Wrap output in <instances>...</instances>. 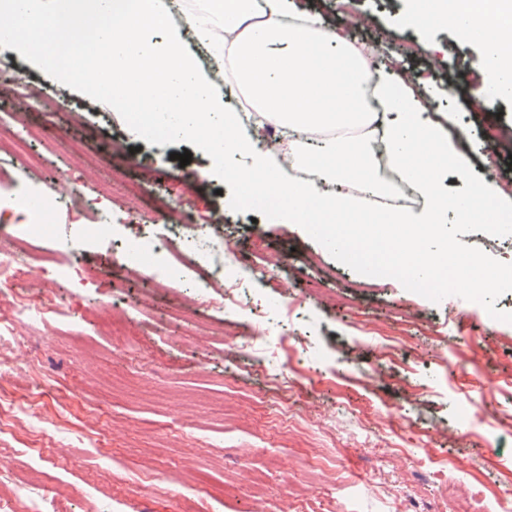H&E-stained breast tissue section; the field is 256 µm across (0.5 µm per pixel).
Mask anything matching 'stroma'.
Here are the masks:
<instances>
[{
    "label": "stroma",
    "mask_w": 512,
    "mask_h": 512,
    "mask_svg": "<svg viewBox=\"0 0 512 512\" xmlns=\"http://www.w3.org/2000/svg\"><path fill=\"white\" fill-rule=\"evenodd\" d=\"M350 40L371 48L369 64L405 67L419 105L454 143L465 169L440 174L453 197L472 181L512 210V97L475 96L483 48L457 29H426L414 0H311ZM179 37L217 104L240 97L232 78L189 30L170 17L155 43ZM0 138L27 140L38 165L0 148V248L32 222L28 198H50L49 220L17 261L36 282L0 277V333L13 355L40 365L0 376V490L24 500L68 496L72 512H474L512 494V287L482 292L462 275L438 288L402 276H368L302 224L227 208L223 169L191 139L132 135L125 113L79 85L49 103L27 88H58L57 73L15 42L0 43ZM194 162L177 169L173 154ZM121 195L106 194L112 181ZM88 212L71 211L70 195ZM199 233L224 227L246 262L248 310L191 308L195 266L171 274L153 251L139 276L121 253L149 236L181 247L171 213ZM459 239L482 265L512 273V243L480 219L449 212L430 248ZM277 254L272 270L264 258ZM94 269L92 279L77 270ZM280 278L286 303L266 356L241 347ZM53 302L40 319L15 320L12 301ZM299 416L272 430L281 400ZM330 457L335 472L317 461ZM454 491L445 494L444 481Z\"/></svg>",
    "instance_id": "35a3bbf8"
}]
</instances>
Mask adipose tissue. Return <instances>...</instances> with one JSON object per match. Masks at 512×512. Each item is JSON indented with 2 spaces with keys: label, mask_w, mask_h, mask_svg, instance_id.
Segmentation results:
<instances>
[{
  "label": "adipose tissue",
  "mask_w": 512,
  "mask_h": 512,
  "mask_svg": "<svg viewBox=\"0 0 512 512\" xmlns=\"http://www.w3.org/2000/svg\"><path fill=\"white\" fill-rule=\"evenodd\" d=\"M0 17L12 22L10 40L23 50H38L62 83H83L94 97L128 112L139 134L193 137L224 168L228 205L276 210L289 223L308 225L357 265L364 258L359 245L379 247L396 237L389 266L413 282L462 269L473 287L498 285L497 275L478 266L461 241L435 252L425 249L434 226L452 209L464 216L481 213L485 223L498 225V213L485 207L488 187L475 184L470 195L453 199L444 194L435 171L458 166L459 157L419 112L404 71L394 68L391 80L376 84L380 111L369 112L358 76L368 47L349 42L331 20L299 0H206L185 17L211 53L234 70L253 110L282 131L283 141L268 153L248 138L238 112L215 105L177 39L162 46L150 41V32L167 25L159 0H0ZM416 18L477 36L485 86L512 89V0H422ZM76 30L92 32L93 40H67ZM336 127L362 130V142L350 151L331 143L317 180L285 181L273 158L292 166L309 161L308 134ZM378 140L402 179L428 201L424 220L399 208L372 207L379 187L367 154ZM247 152L255 155L251 166L227 167V156ZM339 177L357 181L359 191L334 194L329 184Z\"/></svg>",
  "instance_id": "ef3b65f1"
}]
</instances>
